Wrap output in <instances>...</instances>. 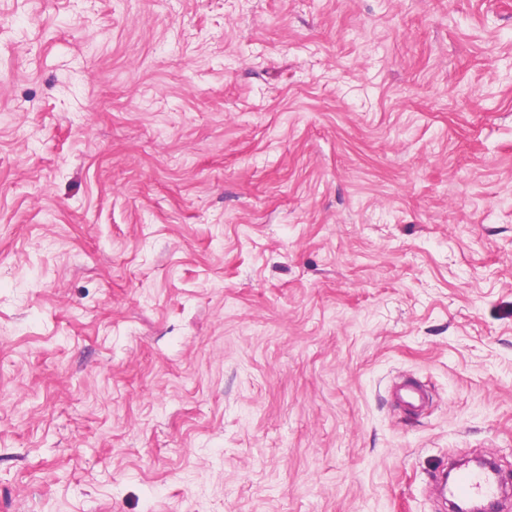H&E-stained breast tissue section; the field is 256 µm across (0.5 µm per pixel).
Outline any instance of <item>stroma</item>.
I'll list each match as a JSON object with an SVG mask.
<instances>
[{
	"label": "stroma",
	"mask_w": 512,
	"mask_h": 512,
	"mask_svg": "<svg viewBox=\"0 0 512 512\" xmlns=\"http://www.w3.org/2000/svg\"><path fill=\"white\" fill-rule=\"evenodd\" d=\"M475 454L512 0H0V512H440ZM393 395L396 402L410 415L421 410L425 402L422 387L412 380H406L394 387Z\"/></svg>",
	"instance_id": "obj_1"
}]
</instances>
